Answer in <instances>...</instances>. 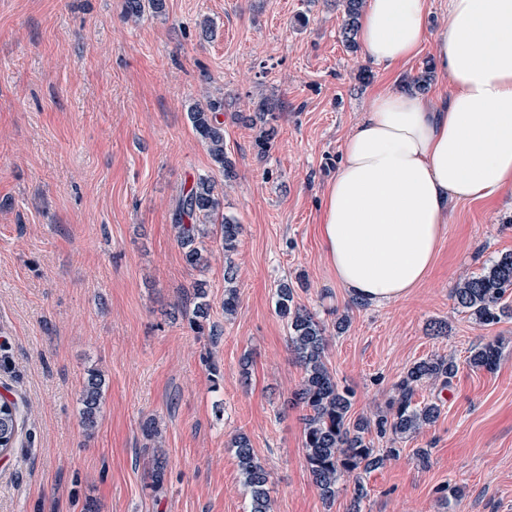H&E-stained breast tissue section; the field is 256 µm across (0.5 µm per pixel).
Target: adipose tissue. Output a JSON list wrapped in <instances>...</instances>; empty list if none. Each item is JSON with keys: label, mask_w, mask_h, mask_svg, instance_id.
<instances>
[{"label": "adipose tissue", "mask_w": 512, "mask_h": 512, "mask_svg": "<svg viewBox=\"0 0 512 512\" xmlns=\"http://www.w3.org/2000/svg\"><path fill=\"white\" fill-rule=\"evenodd\" d=\"M449 24L430 34L428 0H365L357 38L388 71L427 40L447 75V97L416 90L373 97L345 139L323 203L321 237L338 284L388 304L428 275L451 203L512 187V0H448Z\"/></svg>", "instance_id": "ef3b65f1"}]
</instances>
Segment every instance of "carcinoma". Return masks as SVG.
Segmentation results:
<instances>
[{"label":"carcinoma","mask_w":512,"mask_h":512,"mask_svg":"<svg viewBox=\"0 0 512 512\" xmlns=\"http://www.w3.org/2000/svg\"><path fill=\"white\" fill-rule=\"evenodd\" d=\"M363 0H345L342 38L351 50L357 49L355 40ZM163 0H126L127 17L139 20L146 10L162 12ZM224 108L221 101H209L195 105L188 112V119L206 145L212 160L229 177L232 164L224 152V125L218 114ZM218 225L224 251L235 249L240 226L224 215V190L214 180L200 177L181 196L174 218L173 229L184 261L192 269L204 267L206 239L210 236L209 225ZM236 270L232 263L224 268V314L232 315L238 306ZM512 290V253L504 254L468 277L454 288L457 307L484 325H494L504 316L512 315V307L503 303L505 294ZM194 308L189 318L192 330L202 333L209 317L210 304L204 284L193 291ZM276 312L288 328V348L304 371L297 396L306 410L303 429V448L309 471L322 500L336 499L338 484L352 480L351 509L360 512V504L366 497L361 474L379 467L384 458L399 453L397 448H387L380 454L372 448L368 435L391 442L406 434L418 432L433 424L441 413L440 404L430 401L422 406L413 403V395L419 386L440 384L446 387L457 371L456 363L447 358H430L414 363L396 384L397 395L388 403L387 411L370 420L360 417L351 420L350 392L339 387L335 376L325 362L326 336L323 326L315 315L298 306L294 301L293 288L282 283L276 289ZM209 336H217L209 328ZM502 356L499 340H489L473 347L468 359L474 369L493 370ZM104 379L101 373L88 371L81 392L80 418L82 425L91 430L97 424L102 401ZM21 414L18 404L0 397V449L8 452L15 447L19 437ZM243 485L249 496V512H273L269 495L270 473L258 460L250 439L244 434L233 438Z\"/></svg>","instance_id":"cac0c4a2"}]
</instances>
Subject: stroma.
<instances>
[{
    "instance_id": "obj_1",
    "label": "stroma",
    "mask_w": 512,
    "mask_h": 512,
    "mask_svg": "<svg viewBox=\"0 0 512 512\" xmlns=\"http://www.w3.org/2000/svg\"><path fill=\"white\" fill-rule=\"evenodd\" d=\"M124 5L0 0V396L25 420L0 455V512H83L88 499L97 512H248L238 433L271 475L275 512H349L347 483L333 505L322 501L304 411L288 403L303 371L275 310L284 282L327 329L326 361L352 392L351 418L384 408L415 362L458 366L447 389L415 391L419 405L440 398L441 414L364 474L362 512H512V318L478 324L452 297L512 252V189L450 205L435 264L405 299L356 301L325 257L322 194L386 77L345 47L342 0H164L137 22ZM214 98L224 101L229 179L187 118ZM201 176L223 183L224 211L242 231L229 256L208 239L197 271L172 224ZM229 261L239 296L230 316ZM198 280L215 342L181 312ZM492 338L503 347L497 368L473 369L470 349ZM92 368L106 383L88 431L80 392ZM148 419L158 438L143 433ZM236 270L232 262H228L224 268V313L233 315L238 306V293L236 286Z\"/></svg>"
}]
</instances>
